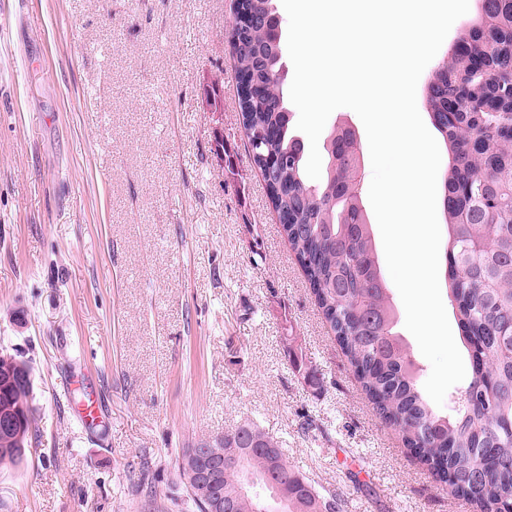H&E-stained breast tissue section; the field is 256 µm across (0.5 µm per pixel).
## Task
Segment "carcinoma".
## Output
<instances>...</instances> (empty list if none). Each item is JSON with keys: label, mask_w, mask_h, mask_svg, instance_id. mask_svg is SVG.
<instances>
[{"label": "carcinoma", "mask_w": 512, "mask_h": 512, "mask_svg": "<svg viewBox=\"0 0 512 512\" xmlns=\"http://www.w3.org/2000/svg\"><path fill=\"white\" fill-rule=\"evenodd\" d=\"M239 40L234 68L264 89L257 101L238 98L252 159L269 154L284 163L282 178L268 187L283 235L377 414L397 430L404 447L472 512L512 506V0H482L481 18L462 24L457 42L427 86L425 106L450 156L442 183L448 231V297L471 377L441 412L424 395L420 368L397 329L398 309L382 271L362 198L361 146L347 123L329 133L326 180L309 183L305 145L290 133L279 31L263 23ZM32 391L0 388V409L21 415L23 447L0 452V466H18L35 431ZM273 444L256 424L224 432V447L205 448L195 463L179 465L184 486L195 467L241 451L236 467L220 470L211 494L233 512H270L248 477L272 484L286 502L281 512H348L347 500L304 473L278 464Z\"/></svg>", "instance_id": "obj_1"}]
</instances>
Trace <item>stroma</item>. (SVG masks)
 I'll return each instance as SVG.
<instances>
[{
  "label": "stroma",
  "instance_id": "35a3bbf8",
  "mask_svg": "<svg viewBox=\"0 0 512 512\" xmlns=\"http://www.w3.org/2000/svg\"><path fill=\"white\" fill-rule=\"evenodd\" d=\"M231 22V0H0V349L37 409L0 512H197L184 451L247 421L349 512L465 506L373 411L294 259Z\"/></svg>",
  "mask_w": 512,
  "mask_h": 512
}]
</instances>
